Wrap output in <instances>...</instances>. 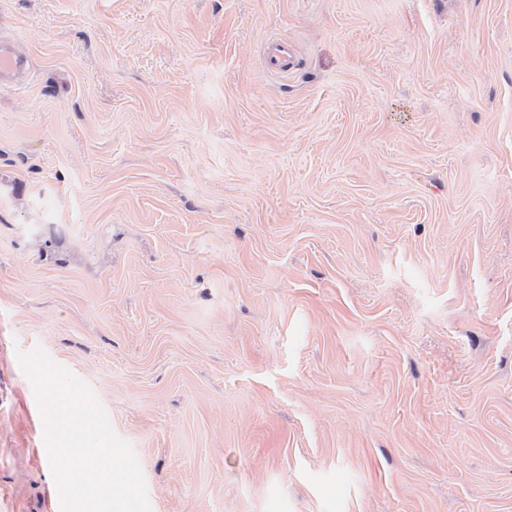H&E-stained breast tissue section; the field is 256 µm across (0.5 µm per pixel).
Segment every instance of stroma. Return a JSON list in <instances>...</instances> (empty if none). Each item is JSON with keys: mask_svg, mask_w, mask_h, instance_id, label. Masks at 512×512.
<instances>
[{"mask_svg": "<svg viewBox=\"0 0 512 512\" xmlns=\"http://www.w3.org/2000/svg\"><path fill=\"white\" fill-rule=\"evenodd\" d=\"M0 40V512H60L37 348L151 512H512V0H0ZM27 72V58L16 43L0 40V86L19 82Z\"/></svg>", "mask_w": 512, "mask_h": 512, "instance_id": "35a3bbf8", "label": "stroma"}]
</instances>
